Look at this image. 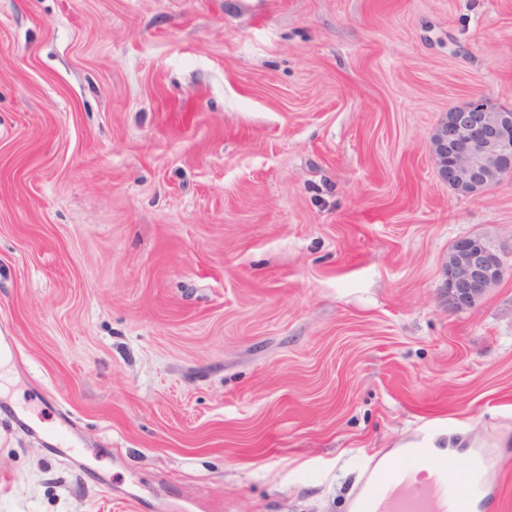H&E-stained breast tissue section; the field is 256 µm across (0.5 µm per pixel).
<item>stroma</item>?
I'll list each match as a JSON object with an SVG mask.
<instances>
[{
	"mask_svg": "<svg viewBox=\"0 0 512 512\" xmlns=\"http://www.w3.org/2000/svg\"><path fill=\"white\" fill-rule=\"evenodd\" d=\"M474 97L512 0H0V512H347L423 435L512 512V177L432 153ZM505 268L501 256L480 238L458 240L448 252L442 292L449 309L475 306L501 282Z\"/></svg>",
	"mask_w": 512,
	"mask_h": 512,
	"instance_id": "obj_1",
	"label": "stroma"
}]
</instances>
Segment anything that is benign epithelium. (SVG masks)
<instances>
[{
	"label": "benign epithelium",
	"instance_id": "7a95c632",
	"mask_svg": "<svg viewBox=\"0 0 512 512\" xmlns=\"http://www.w3.org/2000/svg\"><path fill=\"white\" fill-rule=\"evenodd\" d=\"M439 177L454 191L477 196L512 170V110L476 98L446 114L432 138ZM501 256L477 237L448 252L442 292L448 308L475 306L504 276Z\"/></svg>",
	"mask_w": 512,
	"mask_h": 512
}]
</instances>
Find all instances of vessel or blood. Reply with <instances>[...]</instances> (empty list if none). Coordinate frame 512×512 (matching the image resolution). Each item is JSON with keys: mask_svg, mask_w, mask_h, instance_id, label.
I'll return each instance as SVG.
<instances>
[{"mask_svg": "<svg viewBox=\"0 0 512 512\" xmlns=\"http://www.w3.org/2000/svg\"><path fill=\"white\" fill-rule=\"evenodd\" d=\"M484 455L452 470L448 459L425 448H408L398 457L371 464L349 501V512H474L496 504L485 484Z\"/></svg>", "mask_w": 512, "mask_h": 512, "instance_id": "obj_1", "label": "vessel or blood"}]
</instances>
